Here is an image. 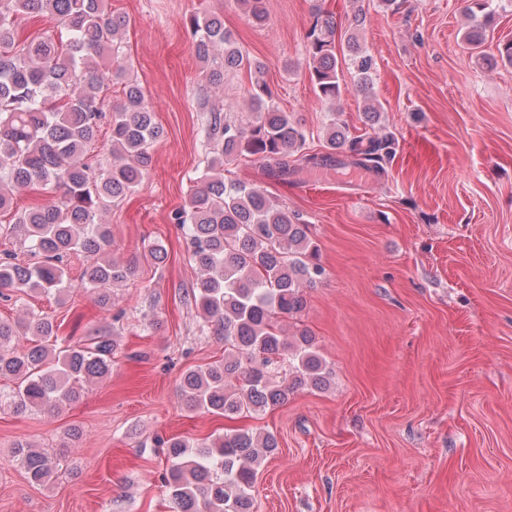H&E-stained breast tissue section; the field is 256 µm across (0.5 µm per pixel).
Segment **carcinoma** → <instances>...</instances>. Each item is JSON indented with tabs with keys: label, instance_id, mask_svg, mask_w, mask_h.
Instances as JSON below:
<instances>
[{
	"label": "carcinoma",
	"instance_id": "cac0c4a2",
	"mask_svg": "<svg viewBox=\"0 0 512 512\" xmlns=\"http://www.w3.org/2000/svg\"><path fill=\"white\" fill-rule=\"evenodd\" d=\"M106 0H0V210H10L14 192L54 190L59 198L35 203L0 225L28 243V262L0 255V298L30 293L60 297L70 291L68 259L86 257L82 286L98 306L112 308L114 288L135 271L136 261L111 257L112 237L101 213L132 195L149 173L162 131L143 88L128 77L121 57L126 16L105 9ZM250 20H265L264 0H240ZM48 18L65 30L58 41L50 30L22 34L16 20ZM490 20L466 34L472 50L482 48ZM209 82L224 84L231 69H261L224 28L223 13L190 16L186 24ZM310 81L328 104L341 94L334 22L318 14L307 34ZM348 59L359 91L370 82L373 60L356 36L347 39ZM112 83L122 97L107 116L100 93ZM254 107L242 124L224 109L208 107L204 137L211 145L201 186L176 219L200 276L192 288L206 325L224 337V360L188 370L179 391L190 409L232 419L282 404L298 390H322L328 373L306 330L284 333L280 319L301 311L303 289L324 274L310 225L302 215L270 198L257 186L224 176V165L257 156L267 170L288 175L283 158L305 150L308 134L273 102L264 81L248 88ZM111 127L110 154L90 164L86 157L104 123ZM328 152L303 155L314 167L336 162L333 151L348 145L351 166L383 170L394 155L392 135L348 136L347 126L329 119ZM142 258L156 265L167 258L160 242L143 247ZM50 317L27 313L0 321V378L15 387L0 404L15 414L51 410L77 401L84 385L111 369L117 342L103 334L74 342L59 335ZM58 350L50 363L49 351ZM170 463L165 487L173 512H251L257 469L276 454L277 438L235 430L209 441L162 442ZM13 460L35 484L47 482L56 463L25 441L14 445Z\"/></svg>",
	"mask_w": 512,
	"mask_h": 512
}]
</instances>
